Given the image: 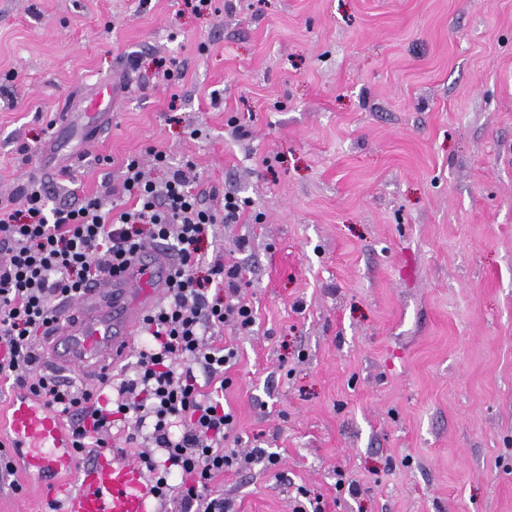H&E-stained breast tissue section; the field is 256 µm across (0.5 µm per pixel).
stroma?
<instances>
[{
	"mask_svg": "<svg viewBox=\"0 0 512 512\" xmlns=\"http://www.w3.org/2000/svg\"><path fill=\"white\" fill-rule=\"evenodd\" d=\"M156 151L250 202L203 250L255 312L215 335L225 446L279 462L229 512H512V0H0V204L125 207ZM15 480L0 512H61Z\"/></svg>",
	"mask_w": 512,
	"mask_h": 512,
	"instance_id": "stroma-1",
	"label": "stroma"
}]
</instances>
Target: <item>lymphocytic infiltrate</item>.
Instances as JSON below:
<instances>
[{
  "label": "lymphocytic infiltrate",
  "instance_id": "f902f5d3",
  "mask_svg": "<svg viewBox=\"0 0 512 512\" xmlns=\"http://www.w3.org/2000/svg\"><path fill=\"white\" fill-rule=\"evenodd\" d=\"M125 168L132 207L108 209L97 197L51 207L45 189L33 184L26 210L0 212V379L17 381L65 417L75 449L94 457L110 454L116 422L133 420L163 454L159 463L141 458L153 474V495L176 498L188 512H225L223 496L211 490L215 477L262 457L278 462L262 448H224L234 426L224 387L236 352L212 342V331L228 321L250 330L254 315L239 294L241 267L226 263L223 250L205 255L202 244L218 225L235 222L246 202L228 193L222 208L206 206L192 190L189 163L161 182L148 178L137 158ZM151 244L164 246L172 263L165 298L143 320L135 379L118 383L107 404L33 371L35 341L62 306ZM199 368L204 378H197Z\"/></svg>",
  "mask_w": 512,
  "mask_h": 512
}]
</instances>
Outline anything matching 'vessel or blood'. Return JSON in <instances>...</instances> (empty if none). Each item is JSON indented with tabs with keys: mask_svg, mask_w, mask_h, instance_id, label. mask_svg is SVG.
Returning <instances> with one entry per match:
<instances>
[{
	"mask_svg": "<svg viewBox=\"0 0 512 512\" xmlns=\"http://www.w3.org/2000/svg\"><path fill=\"white\" fill-rule=\"evenodd\" d=\"M168 266L164 255L148 250L127 270L89 288L51 328V366L82 372L91 383L106 379L165 294ZM5 425L25 470L62 497V512H148V482L140 466L118 457L81 465L60 417L35 397L15 396ZM73 470L79 479L71 487L64 477Z\"/></svg>",
	"mask_w": 512,
	"mask_h": 512,
	"instance_id": "b4317fda",
	"label": "vessel or blood"
}]
</instances>
